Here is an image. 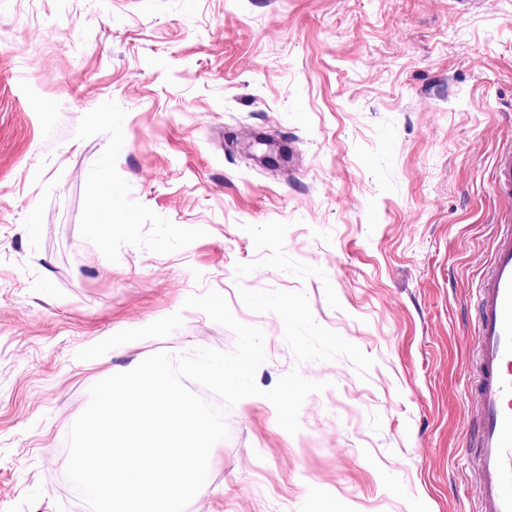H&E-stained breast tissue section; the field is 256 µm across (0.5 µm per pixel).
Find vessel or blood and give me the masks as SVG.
Segmentation results:
<instances>
[{"mask_svg": "<svg viewBox=\"0 0 512 512\" xmlns=\"http://www.w3.org/2000/svg\"><path fill=\"white\" fill-rule=\"evenodd\" d=\"M494 191L502 203L493 254L477 290L472 392L482 512H512V143L499 151Z\"/></svg>", "mask_w": 512, "mask_h": 512, "instance_id": "b4317fda", "label": "vessel or blood"}]
</instances>
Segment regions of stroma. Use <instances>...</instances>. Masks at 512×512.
I'll use <instances>...</instances> for the list:
<instances>
[{
	"mask_svg": "<svg viewBox=\"0 0 512 512\" xmlns=\"http://www.w3.org/2000/svg\"><path fill=\"white\" fill-rule=\"evenodd\" d=\"M509 140L512 0H0V512H75L58 446L106 371L234 349L183 306L210 289L263 330L261 389L328 387L294 435L265 398L227 408L189 512H480L474 298Z\"/></svg>",
	"mask_w": 512,
	"mask_h": 512,
	"instance_id": "obj_1",
	"label": "stroma"
}]
</instances>
